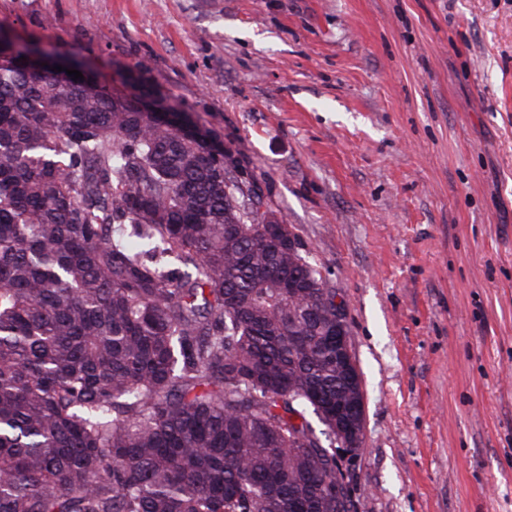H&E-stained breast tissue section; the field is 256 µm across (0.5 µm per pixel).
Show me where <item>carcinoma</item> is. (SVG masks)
I'll return each instance as SVG.
<instances>
[{"label": "carcinoma", "instance_id": "cac0c4a2", "mask_svg": "<svg viewBox=\"0 0 512 512\" xmlns=\"http://www.w3.org/2000/svg\"><path fill=\"white\" fill-rule=\"evenodd\" d=\"M29 51L0 63V512H348L359 373L294 227L262 235L238 170ZM46 55L47 54H44V53L40 52L39 50L29 54L27 59H25L28 71L49 72L52 76H54L56 79H58L63 84H67L72 81H79L84 84H87L90 87H95L97 84L100 83L96 77H94L90 74L84 73V72H82L84 79L79 78L78 80H73V75L69 76L66 73V71L56 72V71L50 70V67H54L57 65H62L64 68H67V69H76L77 70L78 68H75L71 65L62 63L51 56L46 57ZM43 63H47V66H43Z\"/></svg>", "mask_w": 512, "mask_h": 512}]
</instances>
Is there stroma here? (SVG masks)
I'll list each match as a JSON object with an SVG mask.
<instances>
[{"mask_svg": "<svg viewBox=\"0 0 512 512\" xmlns=\"http://www.w3.org/2000/svg\"><path fill=\"white\" fill-rule=\"evenodd\" d=\"M228 148L346 307L356 512H512V0H0Z\"/></svg>", "mask_w": 512, "mask_h": 512, "instance_id": "obj_1", "label": "stroma"}]
</instances>
